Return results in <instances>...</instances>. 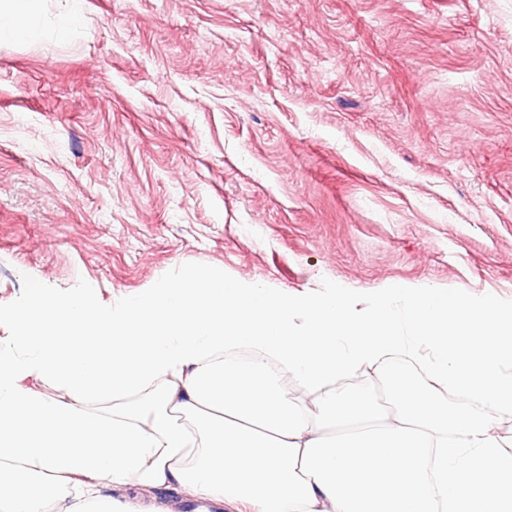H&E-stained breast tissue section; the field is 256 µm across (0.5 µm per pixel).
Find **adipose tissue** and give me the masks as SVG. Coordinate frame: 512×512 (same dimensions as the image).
<instances>
[{
    "label": "adipose tissue",
    "instance_id": "obj_1",
    "mask_svg": "<svg viewBox=\"0 0 512 512\" xmlns=\"http://www.w3.org/2000/svg\"><path fill=\"white\" fill-rule=\"evenodd\" d=\"M44 18V0H0V41L41 39ZM10 319L23 351L0 353V512H46L76 477L90 484L64 512H143L121 489L174 483L224 512H512L497 426L512 420V304L394 286L357 312L340 292L299 301L201 268L119 304L35 288ZM241 346L259 358L221 362ZM394 352L419 379L392 414L337 386L370 368L387 382ZM451 387L467 404L449 408Z\"/></svg>",
    "mask_w": 512,
    "mask_h": 512
}]
</instances>
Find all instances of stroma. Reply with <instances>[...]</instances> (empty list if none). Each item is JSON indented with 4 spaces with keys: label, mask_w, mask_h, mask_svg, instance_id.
<instances>
[{
    "label": "stroma",
    "mask_w": 512,
    "mask_h": 512,
    "mask_svg": "<svg viewBox=\"0 0 512 512\" xmlns=\"http://www.w3.org/2000/svg\"><path fill=\"white\" fill-rule=\"evenodd\" d=\"M0 45V312L206 266L512 303V0H83Z\"/></svg>",
    "instance_id": "obj_1"
}]
</instances>
